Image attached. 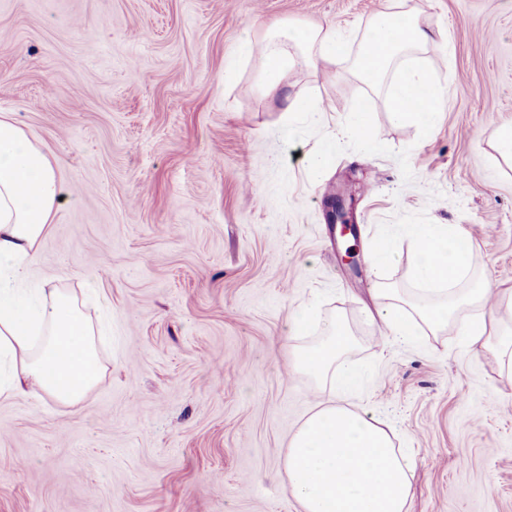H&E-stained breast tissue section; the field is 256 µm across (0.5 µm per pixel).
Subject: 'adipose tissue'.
Returning a JSON list of instances; mask_svg holds the SVG:
<instances>
[{
  "label": "adipose tissue",
  "mask_w": 512,
  "mask_h": 512,
  "mask_svg": "<svg viewBox=\"0 0 512 512\" xmlns=\"http://www.w3.org/2000/svg\"><path fill=\"white\" fill-rule=\"evenodd\" d=\"M433 40L411 11L376 13L367 34L352 45L331 23L305 28L273 24L243 51L259 58V78L279 91L285 73L350 61L354 75L373 90H385V106L400 122L433 129L454 76L422 64ZM60 183L47 157L9 120H0V396L43 394L75 404L98 384L104 366L92 323L69 296L25 303L21 294L29 264L49 230ZM415 286H430L426 298L407 300L378 288L367 314L402 344L424 333L438 334L467 314L461 334L472 346L491 349L512 374V330L488 334L485 309L490 284L473 275L470 241L454 224H414L409 229ZM299 329L317 328L316 338L293 347L289 365L317 385L331 382L339 399L318 400L291 437L285 473L302 512H406L413 464L394 445L380 417L354 404L360 368L351 359L357 338L343 319L318 321L301 311Z\"/></svg>",
  "instance_id": "adipose-tissue-1"
}]
</instances>
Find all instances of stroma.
<instances>
[{
    "mask_svg": "<svg viewBox=\"0 0 512 512\" xmlns=\"http://www.w3.org/2000/svg\"><path fill=\"white\" fill-rule=\"evenodd\" d=\"M396 0H0V114L62 185L30 288L76 299L105 370L80 403L0 397V512H301L284 474L316 383L300 309L341 316L362 404L414 466L409 512H512V377L458 325L373 345L377 283L408 292L413 224H455L512 289V0H407L455 81L439 123L395 121L348 64L291 70L285 121L247 36L290 21L360 42ZM365 103L369 135L345 131ZM325 152L313 173L310 159ZM341 197L357 228L330 223ZM400 258L377 279L371 247ZM352 253L355 261L343 260Z\"/></svg>",
    "mask_w": 512,
    "mask_h": 512,
    "instance_id": "obj_1",
    "label": "stroma"
}]
</instances>
